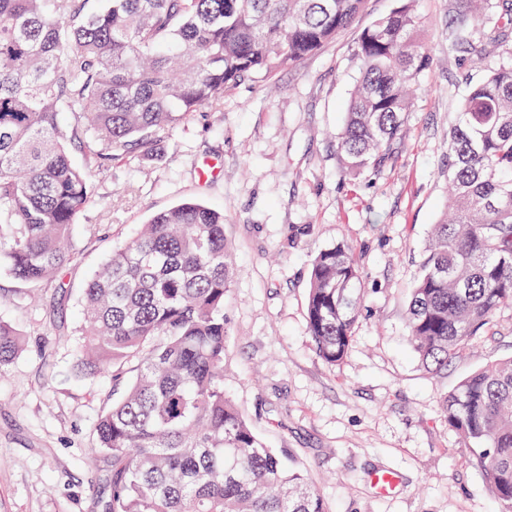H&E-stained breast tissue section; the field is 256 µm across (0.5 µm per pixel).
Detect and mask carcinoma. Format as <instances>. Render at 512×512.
<instances>
[{
    "label": "carcinoma",
    "mask_w": 512,
    "mask_h": 512,
    "mask_svg": "<svg viewBox=\"0 0 512 512\" xmlns=\"http://www.w3.org/2000/svg\"><path fill=\"white\" fill-rule=\"evenodd\" d=\"M400 0L355 41L360 79L336 140L345 166L379 165L405 131L411 89L431 65L425 18ZM448 40H472L481 0ZM366 0H0V269L25 283L75 258L91 201L87 172L59 133L68 113L89 158L148 155L187 115L224 102L346 31ZM448 214L432 226L407 308L413 351L435 369L512 304V67L473 85L448 132ZM361 272L342 243L315 256L307 326L334 366L360 316ZM231 261L224 212L194 201L155 214L83 292L77 352L88 374L134 364L98 418L112 458L108 512H327L308 475L267 447L224 393V301ZM0 322V372L22 349ZM466 463L512 512V358L446 395Z\"/></svg>",
    "instance_id": "carcinoma-1"
}]
</instances>
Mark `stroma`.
Listing matches in <instances>:
<instances>
[{
	"mask_svg": "<svg viewBox=\"0 0 512 512\" xmlns=\"http://www.w3.org/2000/svg\"><path fill=\"white\" fill-rule=\"evenodd\" d=\"M367 0L321 52L223 104L187 117L157 157L91 167L92 201L57 279L27 284L0 271V321L23 348L0 373V512H106L112 459L94 425L111 375H81L82 288L114 248L153 215L192 200L223 210L232 275L224 390L271 448L306 471L328 512H503L442 399L469 373L512 356V305L446 368H425L406 328L423 247L447 207L448 130L470 86L512 66V32L490 23L512 0H487L474 28L480 57L450 48L468 0H414L432 65L419 79L405 133L374 170L349 173L336 150L360 77L355 38L397 7ZM345 244L363 275L347 356L329 366L308 334L306 303L319 250ZM399 477L389 492L375 471Z\"/></svg>",
	"mask_w": 512,
	"mask_h": 512,
	"instance_id": "stroma-1",
	"label": "stroma"
}]
</instances>
